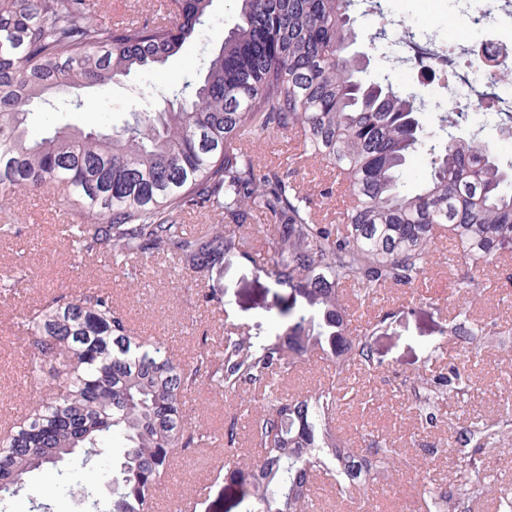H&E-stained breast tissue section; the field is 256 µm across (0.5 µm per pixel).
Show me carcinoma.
<instances>
[{"mask_svg":"<svg viewBox=\"0 0 512 512\" xmlns=\"http://www.w3.org/2000/svg\"><path fill=\"white\" fill-rule=\"evenodd\" d=\"M213 0H168V18L105 23L88 0H0V203L20 192L50 197L72 216L57 225L74 257L104 256L124 270L144 258L171 260L200 281L236 251L260 261L308 314L285 304L288 325L269 336L234 330L219 350L202 347L178 360L165 339L135 333L104 288L60 293L20 315L32 359L29 377L51 379L48 392L0 433V503L18 495L35 472H57L100 457L116 438L124 452L112 468L109 512H148L178 451L232 447L237 426L221 433L186 418V398L205 387L252 391L259 410L250 427L257 455L227 470L250 486L259 512H312L314 477L334 476L350 497L384 477L404 450L360 436L354 448L333 423L351 369L376 370L373 330L351 329L342 290L366 301L382 288L412 286L446 237L460 264L477 269L512 253V162L502 163L482 133L461 136L464 113L398 89L368 82L350 46L365 38L385 51L391 72L401 61L385 43L390 28L359 32L355 0H236L237 22L204 54L203 73L171 90L156 112H140L120 132L75 125L30 134L28 107L65 95L83 111L82 91L150 71L194 40ZM413 64L433 61L456 72L457 57L403 41ZM512 87V63L477 87V108ZM285 134L300 147L296 164L330 168L344 194L338 222L326 221L313 196L293 178L292 164L266 157L261 137ZM421 157L428 170L416 192L404 177ZM210 223L189 231L181 214ZM263 225L262 252L246 234ZM21 269L0 275V291L16 292ZM464 300L446 333L459 362L448 374L422 372L413 387L437 407L465 397L485 326ZM318 357L327 382L288 398L279 378ZM512 439V413L456 431L455 483L425 501L427 512H469L490 491L483 455Z\"/></svg>","mask_w":512,"mask_h":512,"instance_id":"cac0c4a2","label":"carcinoma"}]
</instances>
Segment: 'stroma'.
I'll return each instance as SVG.
<instances>
[{
  "label": "stroma",
  "mask_w": 512,
  "mask_h": 512,
  "mask_svg": "<svg viewBox=\"0 0 512 512\" xmlns=\"http://www.w3.org/2000/svg\"><path fill=\"white\" fill-rule=\"evenodd\" d=\"M385 11L395 27L423 30L435 41L464 39L481 45L483 36L470 30L465 18L455 13L454 0H386ZM235 0H214L213 11L200 38L149 73H135L104 88L89 89L84 111H74L61 98L38 102L29 109L27 125L32 132L46 134L65 124L85 129L118 130L131 113L147 106H162L169 87L194 71L203 49L217 47L233 26ZM22 216L21 235L0 239V270L24 265L26 279L17 295L0 296V427L20 415L32 397L42 395L41 385L29 382L28 349L17 327L18 317L28 307L63 291L105 283L141 336L166 338L182 360L188 361L204 344L218 345L227 327L244 328L253 336H267L287 295L259 264L238 254H229L223 267L214 269L196 285H187L180 270L169 268L155 275L156 263L144 259L137 264L136 279L120 272L106 274L101 261L80 265L68 245L55 232L66 218L64 208L53 199L22 193L10 207L0 208V224ZM452 247L448 239L437 244L432 265L419 287L384 288L375 301L354 305V327L374 324V358L379 369L360 381L359 394L341 403L336 425L345 438H358L361 430L406 448L408 463L390 469L387 479L397 481L400 498L382 493L381 486L367 485L351 498L337 497L330 480L315 481L318 494L315 512H360L368 498H375L376 512H425V490H448L455 479L446 454L455 429L476 419L496 417L512 408V257L487 265L479 273L483 289L473 302L474 318L491 324L496 332L483 343L471 365L474 389L466 399L448 398L435 424L426 425L418 415L414 396L399 391L425 370L437 371L448 364L452 344L445 334L462 300L448 274ZM215 291L223 299L222 310L205 305L198 294ZM190 416L212 429L228 424L237 412L236 398L206 389L192 393L186 405ZM122 454L121 441H114L110 456L92 461L83 471L86 481L99 486L96 502L76 504L73 492L60 473L35 475L18 496L0 504V512H32L34 487L53 485L47 497L49 512H106L109 496L102 486L113 459ZM232 459L221 447L190 448L173 466L170 480L158 486L152 512H172L190 498L200 485L209 494L199 499L195 512H257L248 485L229 483L224 467ZM491 473L490 492L474 502L471 512H497L498 499L512 497V441L487 458Z\"/></svg>",
  "instance_id": "stroma-1"
}]
</instances>
